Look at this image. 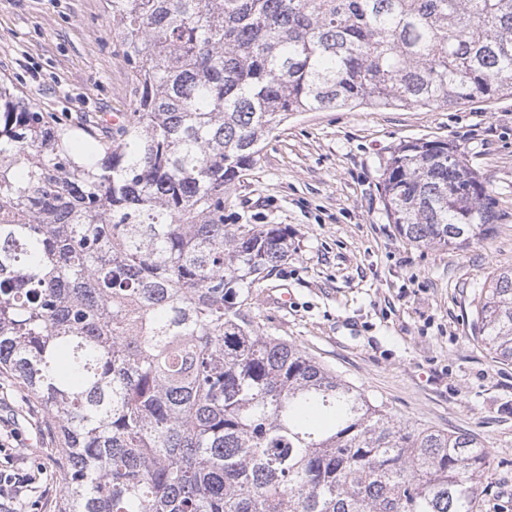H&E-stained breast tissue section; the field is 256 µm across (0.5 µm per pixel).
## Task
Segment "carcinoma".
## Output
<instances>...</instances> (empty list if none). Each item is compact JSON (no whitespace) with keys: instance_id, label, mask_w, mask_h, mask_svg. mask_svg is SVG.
I'll return each instance as SVG.
<instances>
[{"instance_id":"obj_1","label":"carcinoma","mask_w":512,"mask_h":512,"mask_svg":"<svg viewBox=\"0 0 512 512\" xmlns=\"http://www.w3.org/2000/svg\"><path fill=\"white\" fill-rule=\"evenodd\" d=\"M135 110L73 128L0 80V376L56 425L52 512H476L488 451L420 428L261 331L278 224L224 205L298 112L512 96V0H107ZM408 243L479 244L495 200L463 152L400 145ZM512 363V268L475 304Z\"/></svg>"}]
</instances>
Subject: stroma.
Segmentation results:
<instances>
[{
    "instance_id": "1",
    "label": "stroma",
    "mask_w": 512,
    "mask_h": 512,
    "mask_svg": "<svg viewBox=\"0 0 512 512\" xmlns=\"http://www.w3.org/2000/svg\"><path fill=\"white\" fill-rule=\"evenodd\" d=\"M106 0H0V78L42 111L131 113ZM462 150L496 199L481 245L408 244L388 224L381 174L402 143ZM231 224H280L292 250L255 287L266 333L294 343L400 420L468 432L487 448L478 512H512V364L477 340L473 300L512 268V96L432 109L304 112L270 134L224 206ZM290 293L282 302V293ZM54 421L0 378V469L31 479L0 512H44L59 490Z\"/></svg>"
}]
</instances>
